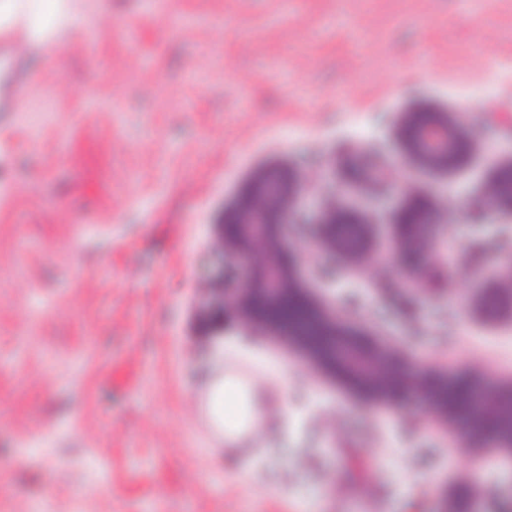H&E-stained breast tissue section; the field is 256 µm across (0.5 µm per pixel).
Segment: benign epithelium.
Wrapping results in <instances>:
<instances>
[{
	"label": "benign epithelium",
	"mask_w": 512,
	"mask_h": 512,
	"mask_svg": "<svg viewBox=\"0 0 512 512\" xmlns=\"http://www.w3.org/2000/svg\"><path fill=\"white\" fill-rule=\"evenodd\" d=\"M397 134L408 162L432 176L465 167L474 152L462 128L436 109L400 113ZM490 195L498 211L512 218V156L495 171ZM300 198L295 170L268 168L256 174L219 225L223 262L243 265L233 303L245 326L281 334L284 321L296 322L289 341L308 352L320 372L339 379L360 405L398 414L407 399L418 397L425 414L452 428L465 447L479 454L493 448L512 460V381H493L475 368L450 378L436 366L416 364L408 350L390 348L374 333L336 321V314L304 287L302 270L310 258L289 241L293 227L311 224L313 242L323 255L355 267L389 263L412 285L432 284L431 265L448 267V256L442 225L430 223V198L415 195L397 213L393 244L386 251L375 249L374 224L367 215L328 205L314 216L301 208ZM467 274L481 282L485 299L497 302L492 317L512 319V231L499 268ZM439 497L440 512H478L469 482L446 484Z\"/></svg>",
	"instance_id": "1"
}]
</instances>
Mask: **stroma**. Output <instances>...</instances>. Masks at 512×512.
Returning <instances> with one entry per match:
<instances>
[{
    "label": "stroma",
    "instance_id": "35a3bbf8",
    "mask_svg": "<svg viewBox=\"0 0 512 512\" xmlns=\"http://www.w3.org/2000/svg\"><path fill=\"white\" fill-rule=\"evenodd\" d=\"M54 38L0 29V512H439L473 479L512 503V464L470 449L421 405L354 402L311 358L245 336L223 304L217 225L255 172L293 164L307 204L395 214L432 192L458 254L444 293L392 266L306 275L359 299L371 325L447 372L512 376V327L490 324L461 268L496 267L503 219L462 221L512 150V0H71ZM478 144L430 177L390 120L415 100ZM239 360L267 390L235 466L196 409L203 369Z\"/></svg>",
    "mask_w": 512,
    "mask_h": 512
}]
</instances>
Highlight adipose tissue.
<instances>
[{
  "label": "adipose tissue",
  "instance_id": "obj_1",
  "mask_svg": "<svg viewBox=\"0 0 512 512\" xmlns=\"http://www.w3.org/2000/svg\"><path fill=\"white\" fill-rule=\"evenodd\" d=\"M66 0H0V22L23 19L28 36L45 35L68 24ZM260 389L245 391L233 381L208 378L204 399L210 423L218 435L236 441L258 423Z\"/></svg>",
  "mask_w": 512,
  "mask_h": 512
}]
</instances>
